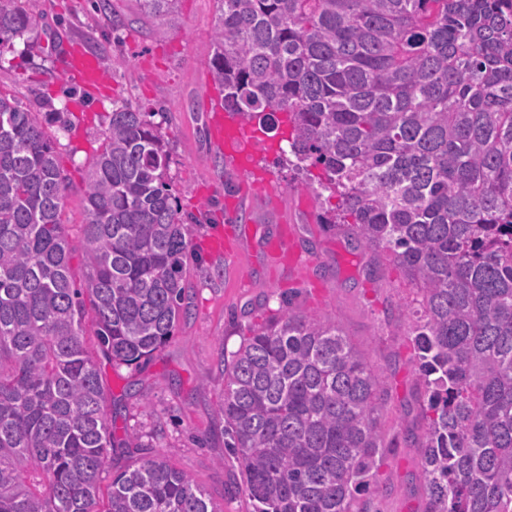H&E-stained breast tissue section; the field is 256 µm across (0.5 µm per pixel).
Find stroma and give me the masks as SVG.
<instances>
[{"instance_id":"stroma-1","label":"stroma","mask_w":512,"mask_h":512,"mask_svg":"<svg viewBox=\"0 0 512 512\" xmlns=\"http://www.w3.org/2000/svg\"><path fill=\"white\" fill-rule=\"evenodd\" d=\"M110 3V12L97 13L89 0H29L45 31L33 42L17 37L0 46V93L38 112L64 114L67 127L57 133L58 157L70 186L62 218L72 238L81 233L82 189L117 102L164 112L182 211L190 216L201 203L210 205L205 223L192 227L186 272L192 315L182 319L169 343L138 373L98 361L116 437L139 436L142 444L192 475L224 512H247L241 478L216 417L224 388L220 360L223 352L238 348L249 325L262 323L277 309L281 293L293 289L300 311L339 320L388 393L380 412L385 448L373 508L422 512L419 453L405 441L420 412L413 349L399 312L400 304L413 296L408 282L391 268L380 280H367L369 252L319 224V214L335 201L291 189L290 172L270 148L280 139V129L265 133L264 146L253 155V172L245 179L213 150L204 115L214 90L209 64L216 0H180L179 25L163 37L141 19L136 0ZM116 16L126 22L117 33L112 30ZM60 33L88 51L116 58L106 87L97 94L62 75L50 49L51 36ZM241 197L251 204L246 229L226 220L228 207ZM215 236L223 237L230 252L211 253L209 241ZM274 239L295 243L308 271L271 268L265 249ZM131 379L137 383L133 395L126 391Z\"/></svg>"}]
</instances>
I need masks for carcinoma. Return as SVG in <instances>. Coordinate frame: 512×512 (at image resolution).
<instances>
[{"label":"carcinoma","mask_w":512,"mask_h":512,"mask_svg":"<svg viewBox=\"0 0 512 512\" xmlns=\"http://www.w3.org/2000/svg\"><path fill=\"white\" fill-rule=\"evenodd\" d=\"M179 0H139L163 37ZM211 80L224 111L288 114L296 187L399 269L421 389L423 512H512V0H217ZM0 0V44L38 31ZM155 112L112 109L84 223L47 131L0 93V512H223L166 456L115 441L96 360L135 371L191 310L190 225ZM81 250L85 287L70 259ZM217 417L249 512H369L385 390L334 318L279 309L222 356ZM128 454L112 468V456ZM110 477L107 487L102 479Z\"/></svg>","instance_id":"cac0c4a2"}]
</instances>
